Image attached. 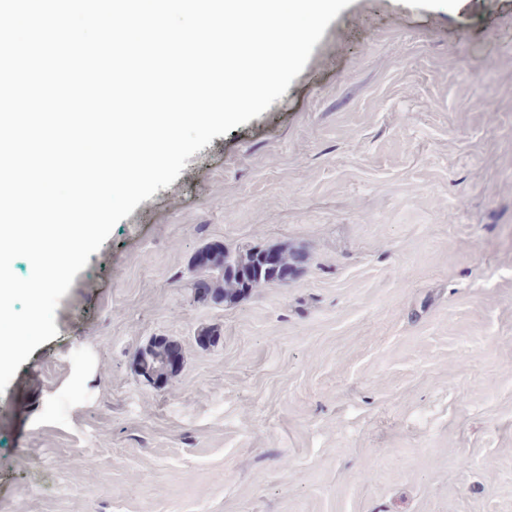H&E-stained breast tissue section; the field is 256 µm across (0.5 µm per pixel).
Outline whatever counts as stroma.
<instances>
[{
    "instance_id": "35a3bbf8",
    "label": "stroma",
    "mask_w": 512,
    "mask_h": 512,
    "mask_svg": "<svg viewBox=\"0 0 512 512\" xmlns=\"http://www.w3.org/2000/svg\"><path fill=\"white\" fill-rule=\"evenodd\" d=\"M213 243L304 259L216 303ZM55 325L0 394V512H512V0H352ZM174 346L168 343H159L157 346H152L145 352L142 358V366L144 369L162 375L165 373L168 358Z\"/></svg>"
}]
</instances>
